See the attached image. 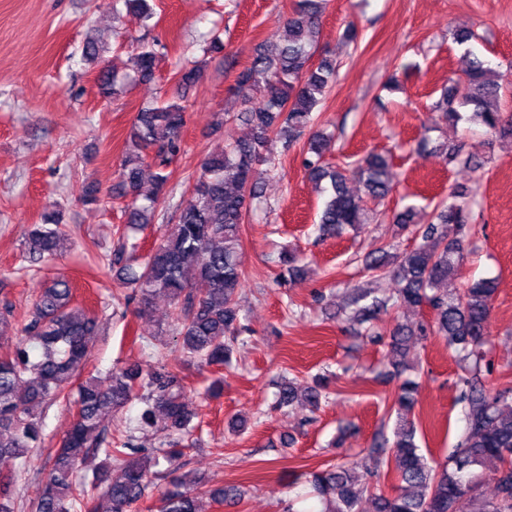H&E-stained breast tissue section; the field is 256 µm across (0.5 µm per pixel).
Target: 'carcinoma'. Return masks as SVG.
I'll return each instance as SVG.
<instances>
[{"label": "carcinoma", "instance_id": "obj_1", "mask_svg": "<svg viewBox=\"0 0 512 512\" xmlns=\"http://www.w3.org/2000/svg\"><path fill=\"white\" fill-rule=\"evenodd\" d=\"M127 11L139 22L149 20L147 0H124ZM327 0H296L293 12L281 23L282 36L253 57L228 88L230 106L217 113L216 125L241 121L247 136L229 141L224 150L205 157L199 171L189 177L191 199L176 206L172 223L159 243L143 258L139 270L125 264V231L136 230L159 219L162 206L173 196L167 188L168 165L185 151L182 138L187 105L177 94L160 106L137 113L121 162V187L130 197L124 210V229L118 247L109 258L117 277L131 289L127 299L138 309H149L163 295L170 303V319L178 341L190 360L226 365L233 354L234 338L247 331L241 323L239 290L245 274L238 261L246 213L260 198L257 166L271 158L277 144L287 149L306 139L302 166L316 182L329 184V199L319 216L318 231L324 237L346 227L368 223L367 204L384 199L392 191V159L371 152L348 169L325 160L329 139L321 130L318 107L336 81V59L317 53L316 33ZM157 51L143 45L136 57V72L143 81L153 78ZM201 78V66L177 72L183 91ZM506 75L466 50V67L441 92L433 108L451 123L476 122L501 140L512 141V115L491 105L505 87ZM101 93L112 94L114 75L103 66L97 73ZM150 188L144 189L145 182ZM359 184L353 192L348 183ZM470 214L455 203H442L432 220L419 227L422 243L397 256L379 247L365 258L367 267L394 280L388 296L372 289L352 290L344 310L350 318L369 322L389 307L431 309V320L415 328L403 324L390 331L391 365L398 375L407 370L405 350L424 336H441L461 365L460 400L465 403L466 427L443 463L431 462L416 444L411 419L416 383L404 379L394 397L397 424L394 440L383 437L367 449L359 461L311 471L308 482L319 499L321 512H362L368 499L372 512H512V387H486L483 346L491 314L495 281L483 279L463 290L444 288L460 270L463 237L447 239L444 227L464 232ZM70 245V237L56 215L29 230L23 257L30 262L53 261ZM288 275L304 274L303 258L288 254L281 259ZM74 287L63 277L41 290L28 322L12 353L0 358V512L8 506L17 483L39 449L43 429L33 409L57 402L77 406L71 430L63 437L47 469L41 492L32 504L34 512H134L150 485V470L158 459L135 444L131 434L116 440L104 424L106 412L116 411L138 399L143 408L138 428L155 426L164 417L167 456L182 455L181 438L193 429L194 412L186 404L187 386L181 369L162 356L140 365L114 366L109 384L83 378L98 319L73 305ZM320 381L304 384L283 381L277 407L303 402L312 409L325 398ZM496 462L491 480L492 496L479 492L483 473L478 468ZM393 466L398 485L392 491L374 487L366 475L382 466ZM120 474L112 476V467ZM92 474L82 493H76L77 475ZM210 502L222 505L236 499L234 489L207 490ZM161 512H207L202 496L188 476L177 477L160 494Z\"/></svg>", "mask_w": 512, "mask_h": 512}]
</instances>
